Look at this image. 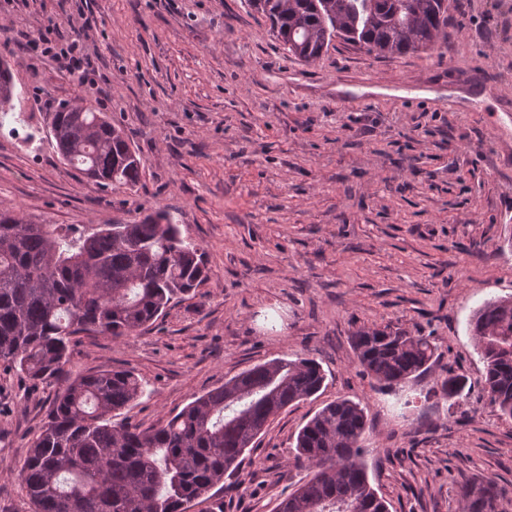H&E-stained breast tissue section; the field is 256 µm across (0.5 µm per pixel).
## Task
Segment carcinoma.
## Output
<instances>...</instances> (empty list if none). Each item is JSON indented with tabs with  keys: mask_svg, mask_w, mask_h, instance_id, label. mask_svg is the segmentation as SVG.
Returning <instances> with one entry per match:
<instances>
[{
	"mask_svg": "<svg viewBox=\"0 0 512 512\" xmlns=\"http://www.w3.org/2000/svg\"><path fill=\"white\" fill-rule=\"evenodd\" d=\"M273 31L310 63L333 39L369 53L404 54L447 39L449 0H249ZM15 85L0 60V118ZM49 135L65 163L100 186H135L141 161L125 130L83 98L49 117ZM206 278L203 253L164 211L133 224H34L0 210V362L34 382L57 385L49 420L20 471L33 512H186L232 473L270 421L317 394L326 379L312 358L258 363L196 396L153 430L115 424L112 414L137 400L141 381L127 370L66 378L68 351L80 333L122 339L155 323L176 298ZM470 327L485 365L490 404L512 419V297L485 302ZM352 347L363 372L392 388L429 372L430 336L392 325L359 330ZM465 383L444 376L452 399ZM366 408L339 399L300 429L294 463L308 480L275 512H388L361 459ZM466 512H506L490 478L461 488Z\"/></svg>",
	"mask_w": 512,
	"mask_h": 512,
	"instance_id": "1",
	"label": "carcinoma"
}]
</instances>
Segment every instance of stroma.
<instances>
[{
  "label": "stroma",
  "mask_w": 512,
  "mask_h": 512,
  "mask_svg": "<svg viewBox=\"0 0 512 512\" xmlns=\"http://www.w3.org/2000/svg\"><path fill=\"white\" fill-rule=\"evenodd\" d=\"M448 44L376 56L334 39L298 60L248 0H0V59L15 115L0 125V210L37 224H130L165 211L201 249L207 277L128 338L83 334L70 378L122 368L144 393L116 422L159 427L193 397L270 359L307 354L321 391L288 407L242 466L211 491L224 512H272L308 476L299 429L325 404L367 408L370 481L389 512H461V483L512 494V419L484 392L471 335L486 300L512 297V112L448 111L361 96L367 76L397 89L452 64L496 78L512 102V0H451ZM86 27L95 84L33 48ZM92 100L143 162L136 186L100 188L64 164L48 114ZM388 324L433 336L437 368L381 391L351 345ZM466 377L443 398L439 370ZM56 389L0 365V512H32L19 477Z\"/></svg>",
  "instance_id": "obj_1"
}]
</instances>
